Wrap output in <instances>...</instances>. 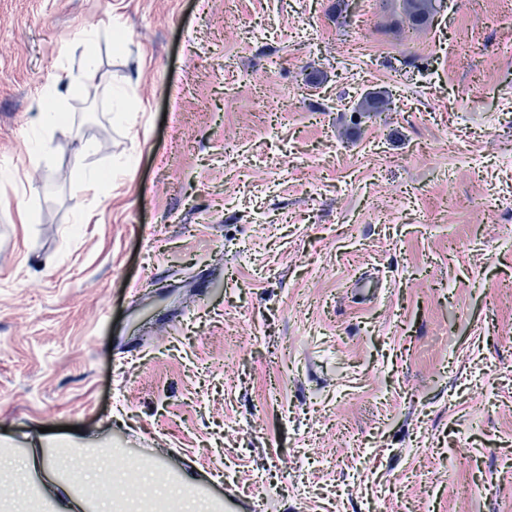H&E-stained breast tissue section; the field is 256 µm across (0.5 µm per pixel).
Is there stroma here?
<instances>
[{
	"label": "stroma",
	"instance_id": "obj_1",
	"mask_svg": "<svg viewBox=\"0 0 512 512\" xmlns=\"http://www.w3.org/2000/svg\"><path fill=\"white\" fill-rule=\"evenodd\" d=\"M1 176L10 451L69 426L237 512H512V0H0ZM434 3L435 0H404L405 18L414 26L426 23L436 12Z\"/></svg>",
	"mask_w": 512,
	"mask_h": 512
}]
</instances>
